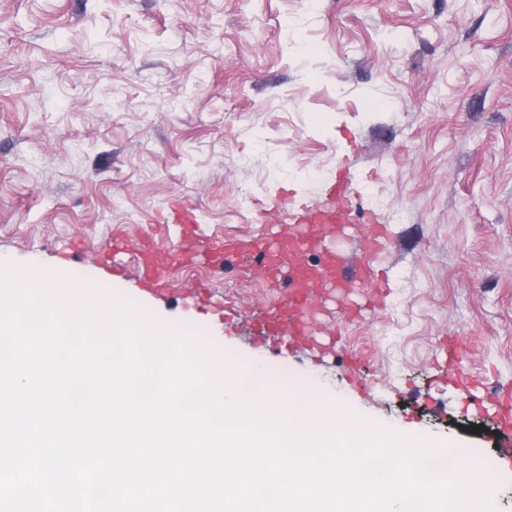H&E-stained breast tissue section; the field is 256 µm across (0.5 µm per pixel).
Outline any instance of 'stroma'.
<instances>
[{
  "label": "stroma",
  "mask_w": 512,
  "mask_h": 512,
  "mask_svg": "<svg viewBox=\"0 0 512 512\" xmlns=\"http://www.w3.org/2000/svg\"><path fill=\"white\" fill-rule=\"evenodd\" d=\"M340 174L380 193L357 220L391 241L383 305L334 325L364 385L341 360L245 340L244 316L278 296L258 275L175 271V320L100 254L116 230L137 253L178 203L202 234L251 235L264 207L310 206ZM1 257L111 288L261 359L272 381H314L492 458L474 405L512 390V0H0ZM462 336L486 383L468 396L432 384Z\"/></svg>",
  "instance_id": "obj_1"
}]
</instances>
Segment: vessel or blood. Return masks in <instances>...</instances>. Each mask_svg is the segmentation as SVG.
<instances>
[{"label":"vessel or blood","mask_w":512,"mask_h":512,"mask_svg":"<svg viewBox=\"0 0 512 512\" xmlns=\"http://www.w3.org/2000/svg\"><path fill=\"white\" fill-rule=\"evenodd\" d=\"M358 196L350 183L340 179L325 196L296 215L292 222L281 224L275 237L211 235L199 238L194 229L196 218L191 211L173 210L171 223L182 227L180 249L169 252L147 243L141 246L129 266L112 267L115 277L132 276L147 286L149 293L178 309L180 293L169 286V272L176 265L203 258L206 266L224 271L243 268L257 271L262 279L280 285V295L271 307L251 317L252 343L279 342L281 347H303L314 343L313 319L333 288H360L365 293L383 288L375 272L379 254L386 249L388 237L381 224L365 227V239L358 256L349 257L327 249V239L338 235L353 220L350 203ZM465 348L451 352L444 373L457 389L467 392L479 382L466 367ZM498 409L493 428L498 448L492 462L500 467L512 459V394L497 393Z\"/></svg>","instance_id":"vessel-or-blood-1"}]
</instances>
